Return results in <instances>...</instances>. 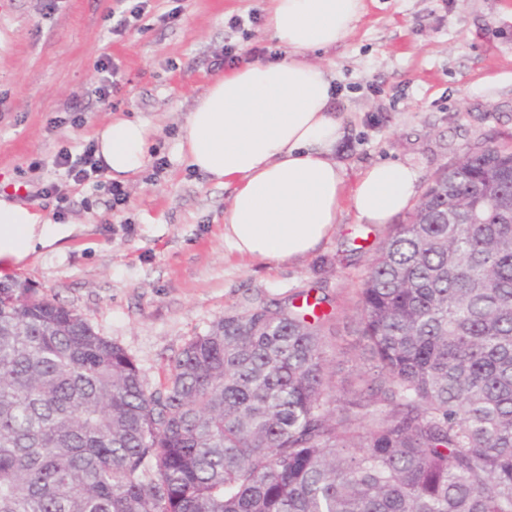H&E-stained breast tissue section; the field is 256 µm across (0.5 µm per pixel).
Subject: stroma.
<instances>
[{"label":"stroma","instance_id":"35a3bbf8","mask_svg":"<svg viewBox=\"0 0 512 512\" xmlns=\"http://www.w3.org/2000/svg\"><path fill=\"white\" fill-rule=\"evenodd\" d=\"M114 0H0V194L70 234L0 268L37 295L73 308L122 347L149 389L184 345L255 298L325 290L336 316V383L372 366L358 332L356 291L390 226L358 223L342 200L335 232L307 257L263 266L224 242L231 188L195 171L180 147L184 123L220 76L224 46L286 57L265 29L270 0H150L140 29L117 38ZM110 58L120 85L94 93ZM336 87L346 188L377 162L417 171L418 192L468 152L512 145V0H365L345 39L309 54ZM84 123L58 124L70 106ZM136 119L149 129L142 168L110 210L107 175L75 185L53 165L80 154L98 127ZM55 182L58 195L38 194Z\"/></svg>","mask_w":512,"mask_h":512}]
</instances>
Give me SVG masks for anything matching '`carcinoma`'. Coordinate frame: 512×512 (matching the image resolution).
Returning <instances> with one entry per match:
<instances>
[{
  "label": "carcinoma",
  "instance_id": "1",
  "mask_svg": "<svg viewBox=\"0 0 512 512\" xmlns=\"http://www.w3.org/2000/svg\"><path fill=\"white\" fill-rule=\"evenodd\" d=\"M327 302L225 313L150 391L75 310L0 283V512H512V149L443 171L382 243L359 389Z\"/></svg>",
  "mask_w": 512,
  "mask_h": 512
}]
</instances>
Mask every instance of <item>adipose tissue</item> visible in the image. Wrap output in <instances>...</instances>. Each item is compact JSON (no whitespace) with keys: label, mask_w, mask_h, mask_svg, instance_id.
<instances>
[{"label":"adipose tissue","mask_w":512,"mask_h":512,"mask_svg":"<svg viewBox=\"0 0 512 512\" xmlns=\"http://www.w3.org/2000/svg\"><path fill=\"white\" fill-rule=\"evenodd\" d=\"M267 29L289 56L249 63L216 77L182 129L190 164L233 186L224 241L265 265L292 262L333 234L344 192L334 154L341 137L334 86L308 54L336 46L364 12V0H270ZM149 131L116 119L94 134L96 155L121 180L145 162ZM417 174L381 162L368 167L351 197L359 221L383 225L411 203ZM64 226L0 195V261L21 262L65 238Z\"/></svg>","instance_id":"1"}]
</instances>
